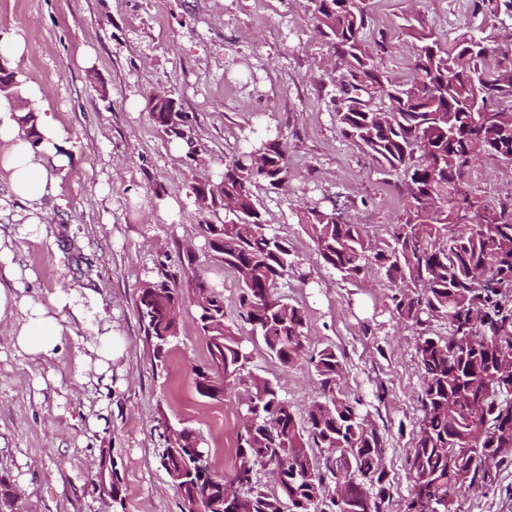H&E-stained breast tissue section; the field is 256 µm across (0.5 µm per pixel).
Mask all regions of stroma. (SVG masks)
Instances as JSON below:
<instances>
[{
    "instance_id": "1",
    "label": "stroma",
    "mask_w": 512,
    "mask_h": 512,
    "mask_svg": "<svg viewBox=\"0 0 512 512\" xmlns=\"http://www.w3.org/2000/svg\"><path fill=\"white\" fill-rule=\"evenodd\" d=\"M365 40L375 66L398 81L413 73L416 49L405 33L423 17L443 42L479 33L475 0H366ZM0 32L19 34L16 65L35 84L66 132L69 163L59 173V200L49 205L44 234L13 241L26 292L91 291L126 358L111 375L84 367L99 323L88 314L55 357L17 353L11 326L0 323V478L16 496L12 512H181L160 455L162 422L178 421L224 445L225 422L239 424L244 390L223 402L199 397L192 370L206 360L192 298L181 304L179 333L165 362L146 341L135 302L145 282L174 273L184 290L196 278L224 290L237 320V283L214 265L200 226L208 220L191 185L217 176L249 131L280 133L290 188L260 187L258 204L287 239L299 267L278 292L304 307L309 348L336 346L343 392L361 399L383 440L390 496L383 512H405L411 489L407 459L420 417L422 374L416 331L392 314L395 286L381 269L356 283L324 266L297 213L318 201L365 225L373 243L389 242L406 207L403 176L386 174L341 133L337 112L344 66L317 31L308 0H0ZM91 54V67L79 58ZM168 92L187 112L204 166L190 164L156 124L148 99ZM468 187L491 204H512V164L479 157ZM177 209L161 214L159 204ZM195 269L184 272L186 251ZM250 373L277 381L298 413L318 399L307 365H282L262 344H249ZM112 451L120 502L99 494L94 480L101 449ZM453 512H512V464L455 499Z\"/></svg>"
}]
</instances>
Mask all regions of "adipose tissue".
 <instances>
[{"mask_svg":"<svg viewBox=\"0 0 512 512\" xmlns=\"http://www.w3.org/2000/svg\"><path fill=\"white\" fill-rule=\"evenodd\" d=\"M27 116L32 119L28 126L22 123ZM65 138L37 86H20L14 94L0 92V169L8 175L9 194L26 207L23 222L9 227L14 238L44 231V207L58 192V170L69 162L62 151ZM19 277L14 252L0 247V321H10V339L18 352L52 356L64 336L82 322L83 299L78 292L61 289L45 298L25 293Z\"/></svg>","mask_w":512,"mask_h":512,"instance_id":"1","label":"adipose tissue"}]
</instances>
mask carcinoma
I'll return each mask as SVG.
<instances>
[{"instance_id": "cac0c4a2", "label": "carcinoma", "mask_w": 512, "mask_h": 512, "mask_svg": "<svg viewBox=\"0 0 512 512\" xmlns=\"http://www.w3.org/2000/svg\"><path fill=\"white\" fill-rule=\"evenodd\" d=\"M363 0H310L320 34L347 63L353 90L378 85L387 90V109L362 111L341 104L337 112L343 136L383 170H403L405 219L379 248L365 227L344 219L336 207L316 202L298 215L323 264L345 282L365 277L372 264L398 283L393 314L418 331L416 354L423 375L421 418L408 457L412 479L406 512L446 510L459 493L490 478V462H512V205L482 203L476 222L461 229L448 223L446 210H422L430 193H448L457 166H470L482 155L499 158L512 150V55L494 58L489 68L491 35L465 32L453 46L417 18L408 25L416 43L413 75L396 82L375 68L364 39L367 13ZM492 21L512 19V0H479ZM248 147L224 165V177L191 186L207 191L210 212L224 220L201 225L218 267L238 283L242 324L226 320L224 293L198 278L193 299L196 326L204 336L207 360L194 370L196 393L201 371L223 391L243 387L255 397L245 404L236 433L229 476L215 471V451L198 456L193 438L181 449L163 450L161 465L181 507L196 497H224L223 512H382L390 496L381 439L359 406L340 389L344 364L336 347L310 350L303 309L280 296H260L298 266L288 242L273 231L257 206L254 188L278 189L290 172L287 149L278 136H247ZM158 290L157 304L136 303L139 320L154 354L160 356L178 335L179 323L167 321L162 305L181 303L174 277L141 289ZM448 321V335L428 332L434 320ZM261 341L268 355L285 366L306 363L318 377L321 395L300 418L278 385L260 375L244 376L250 362L242 325ZM277 460L288 477L287 490L254 481L265 460Z\"/></svg>"}]
</instances>
